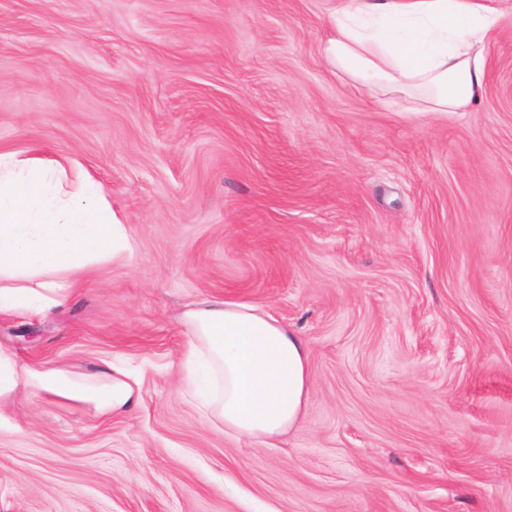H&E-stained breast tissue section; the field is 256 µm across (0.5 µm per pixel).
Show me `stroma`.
Listing matches in <instances>:
<instances>
[{"label":"stroma","mask_w":512,"mask_h":512,"mask_svg":"<svg viewBox=\"0 0 512 512\" xmlns=\"http://www.w3.org/2000/svg\"><path fill=\"white\" fill-rule=\"evenodd\" d=\"M463 112L362 86L336 0H0V152L86 170L129 262L46 315L0 316L32 364H113L109 418L20 397L0 512H512V0ZM259 304L311 387L265 443L178 391L179 318Z\"/></svg>","instance_id":"1"}]
</instances>
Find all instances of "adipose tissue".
I'll list each match as a JSON object with an SVG mask.
<instances>
[{
	"mask_svg": "<svg viewBox=\"0 0 512 512\" xmlns=\"http://www.w3.org/2000/svg\"><path fill=\"white\" fill-rule=\"evenodd\" d=\"M499 11L486 0H337L325 54L359 84L422 96L427 112L479 101L485 48ZM134 253L129 225L83 172L58 161L0 153V315L65 306L90 272ZM190 404L227 433L262 440L300 418L311 379L304 342L254 303L212 298L183 311ZM35 394L109 416L134 390L112 372L34 365L0 347V428L19 396Z\"/></svg>",
	"mask_w": 512,
	"mask_h": 512,
	"instance_id": "1",
	"label": "adipose tissue"
}]
</instances>
